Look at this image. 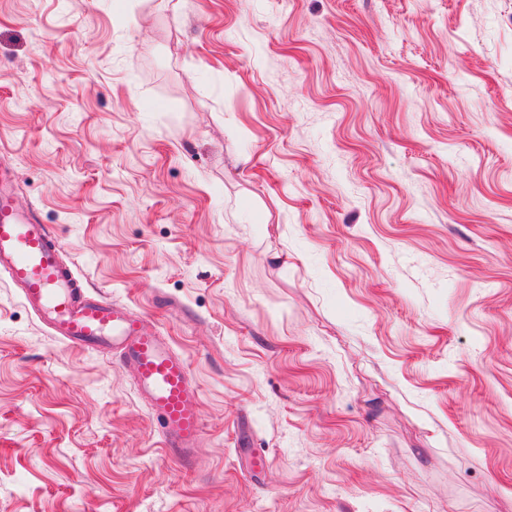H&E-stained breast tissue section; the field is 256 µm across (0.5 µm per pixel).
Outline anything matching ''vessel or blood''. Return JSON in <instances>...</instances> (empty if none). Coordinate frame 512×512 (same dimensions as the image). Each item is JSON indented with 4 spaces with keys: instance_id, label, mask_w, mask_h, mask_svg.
<instances>
[{
    "instance_id": "1",
    "label": "vessel or blood",
    "mask_w": 512,
    "mask_h": 512,
    "mask_svg": "<svg viewBox=\"0 0 512 512\" xmlns=\"http://www.w3.org/2000/svg\"><path fill=\"white\" fill-rule=\"evenodd\" d=\"M59 253V243L38 223L32 208L18 205L11 164L1 160L0 273L19 288L54 336L117 353L169 450L182 459L190 456L202 424L186 361L139 315L84 291L80 277Z\"/></svg>"
}]
</instances>
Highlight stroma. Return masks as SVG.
Returning <instances> with one entry per match:
<instances>
[{
    "label": "stroma",
    "instance_id": "1",
    "mask_svg": "<svg viewBox=\"0 0 512 512\" xmlns=\"http://www.w3.org/2000/svg\"><path fill=\"white\" fill-rule=\"evenodd\" d=\"M131 372L0 274V512H512V0H0V159ZM12 167L0 161V272L18 287L64 342L117 353L136 390L155 416L169 450L184 459L202 424L186 361L144 319L111 300L83 290L78 274L59 257L60 245L16 202Z\"/></svg>",
    "mask_w": 512,
    "mask_h": 512
}]
</instances>
